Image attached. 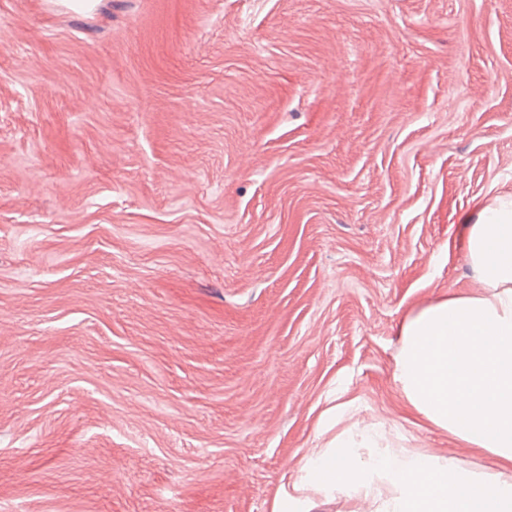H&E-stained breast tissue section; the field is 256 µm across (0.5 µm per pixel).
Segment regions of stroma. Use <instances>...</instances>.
Returning a JSON list of instances; mask_svg holds the SVG:
<instances>
[{
    "label": "stroma",
    "instance_id": "1",
    "mask_svg": "<svg viewBox=\"0 0 512 512\" xmlns=\"http://www.w3.org/2000/svg\"><path fill=\"white\" fill-rule=\"evenodd\" d=\"M512 194V0H0V512H271Z\"/></svg>",
    "mask_w": 512,
    "mask_h": 512
}]
</instances>
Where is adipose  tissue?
<instances>
[{"label":"adipose tissue","instance_id":"adipose-tissue-1","mask_svg":"<svg viewBox=\"0 0 512 512\" xmlns=\"http://www.w3.org/2000/svg\"><path fill=\"white\" fill-rule=\"evenodd\" d=\"M479 285L406 316L393 378L438 428L485 450L496 467L381 447L383 432H346L306 459L272 512H307L312 495L370 501L376 512H512V196L481 205L461 227Z\"/></svg>","mask_w":512,"mask_h":512}]
</instances>
